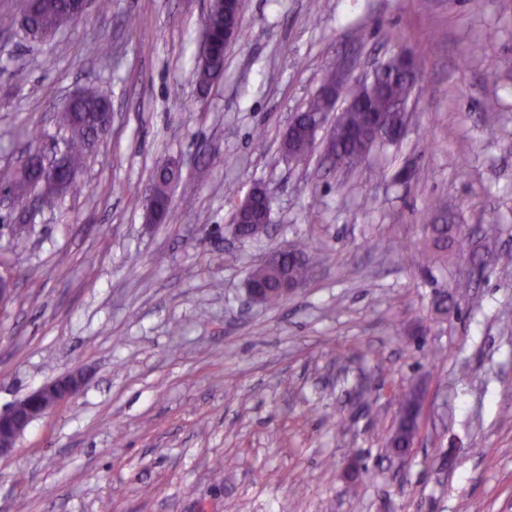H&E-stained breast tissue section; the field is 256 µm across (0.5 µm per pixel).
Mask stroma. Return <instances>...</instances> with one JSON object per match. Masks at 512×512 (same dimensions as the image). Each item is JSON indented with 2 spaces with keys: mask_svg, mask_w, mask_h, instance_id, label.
Masks as SVG:
<instances>
[{
  "mask_svg": "<svg viewBox=\"0 0 512 512\" xmlns=\"http://www.w3.org/2000/svg\"><path fill=\"white\" fill-rule=\"evenodd\" d=\"M33 41L0 29V173L51 153L59 104H112L84 191L0 237V409L75 369L89 381L0 458V512H512V0H245L224 76L192 68L209 0H112ZM420 66L398 143L357 168L280 141L327 68ZM181 167L149 223L157 165ZM410 168L411 181H394ZM267 187V237L234 240ZM440 200L465 236L407 264ZM304 241L327 264L279 307L248 270ZM425 392L394 459L399 394Z\"/></svg>",
  "mask_w": 512,
  "mask_h": 512,
  "instance_id": "obj_1",
  "label": "stroma"
}]
</instances>
